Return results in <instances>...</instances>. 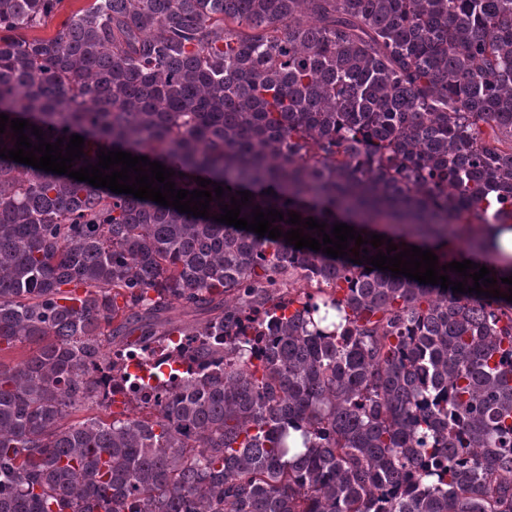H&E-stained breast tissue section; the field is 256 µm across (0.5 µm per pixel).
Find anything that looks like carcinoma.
Here are the masks:
<instances>
[{
	"label": "carcinoma",
	"mask_w": 512,
	"mask_h": 512,
	"mask_svg": "<svg viewBox=\"0 0 512 512\" xmlns=\"http://www.w3.org/2000/svg\"><path fill=\"white\" fill-rule=\"evenodd\" d=\"M0 0V113L484 265L512 0ZM0 158V512H512V302ZM180 310L192 320L177 324ZM118 336L135 340L112 348ZM186 342L121 400L119 355ZM95 413L74 420L81 410ZM300 433L301 447L288 443ZM87 3L86 0H65L62 5L58 15L45 27H41L28 32L30 37H47L50 36L55 27L61 23L65 18L70 15L71 12L75 11L78 8L85 6Z\"/></svg>",
	"instance_id": "carcinoma-1"
}]
</instances>
